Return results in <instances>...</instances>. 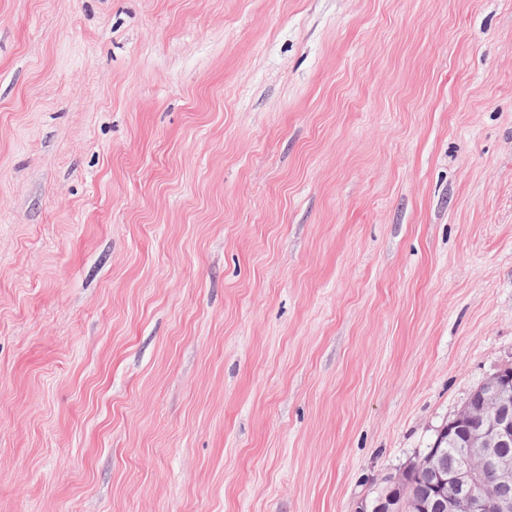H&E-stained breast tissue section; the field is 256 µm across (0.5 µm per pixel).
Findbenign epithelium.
Wrapping results in <instances>:
<instances>
[{
	"instance_id": "benign-epithelium-1",
	"label": "benign epithelium",
	"mask_w": 512,
	"mask_h": 512,
	"mask_svg": "<svg viewBox=\"0 0 512 512\" xmlns=\"http://www.w3.org/2000/svg\"><path fill=\"white\" fill-rule=\"evenodd\" d=\"M475 396L478 405L467 402L441 429L451 433L457 428L466 432L467 459L455 470H438L432 458L415 463L433 480L438 491L439 512H512L509 500L490 501L477 488L478 472L490 467L499 483L512 482V454L502 452L512 447V378L507 369H498L482 382ZM402 473L382 479L386 493L376 499L372 510L361 502L356 512H404L400 486Z\"/></svg>"
}]
</instances>
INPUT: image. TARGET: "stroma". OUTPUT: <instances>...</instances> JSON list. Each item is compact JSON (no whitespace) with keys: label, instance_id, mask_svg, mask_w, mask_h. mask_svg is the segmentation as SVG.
I'll use <instances>...</instances> for the list:
<instances>
[{"label":"stroma","instance_id":"obj_1","mask_svg":"<svg viewBox=\"0 0 512 512\" xmlns=\"http://www.w3.org/2000/svg\"><path fill=\"white\" fill-rule=\"evenodd\" d=\"M512 363V0H0V512H354Z\"/></svg>","mask_w":512,"mask_h":512}]
</instances>
